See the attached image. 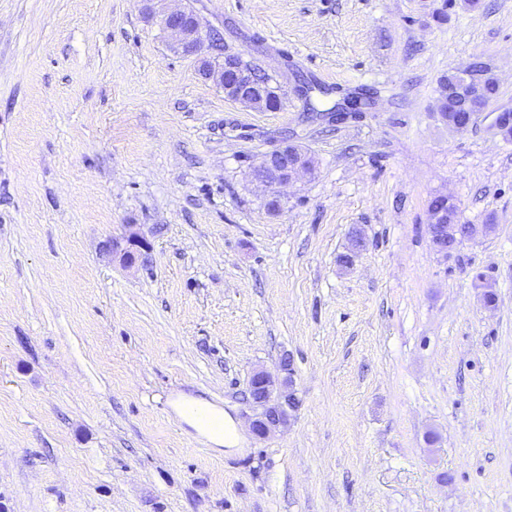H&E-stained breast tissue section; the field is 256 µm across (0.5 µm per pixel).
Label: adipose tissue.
Returning a JSON list of instances; mask_svg holds the SVG:
<instances>
[{
	"mask_svg": "<svg viewBox=\"0 0 512 512\" xmlns=\"http://www.w3.org/2000/svg\"><path fill=\"white\" fill-rule=\"evenodd\" d=\"M174 408L180 421L216 451L225 453L240 448L244 433L242 422L218 405L203 397L183 394L175 401Z\"/></svg>",
	"mask_w": 512,
	"mask_h": 512,
	"instance_id": "ef3b65f1",
	"label": "adipose tissue"
}]
</instances>
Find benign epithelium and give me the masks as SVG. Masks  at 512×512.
<instances>
[{
	"label": "benign epithelium",
	"mask_w": 512,
	"mask_h": 512,
	"mask_svg": "<svg viewBox=\"0 0 512 512\" xmlns=\"http://www.w3.org/2000/svg\"><path fill=\"white\" fill-rule=\"evenodd\" d=\"M162 27L175 34L176 47L187 55H195L203 50L206 38L198 18L188 10L166 12L160 15ZM202 72L214 78L224 89V95L235 102L273 111L279 107V90L268 91L253 81L251 73L239 57L227 55L223 62L212 64L203 62ZM448 80L442 83L436 103L439 118L456 133L470 129L477 116L489 105L484 97V87L498 85V79L491 64L472 62L463 70H450ZM312 170L311 160L297 147L284 145L269 154L264 163L255 170L257 180L272 188L288 182L299 171ZM428 231L434 250L443 257L448 256V242L458 241L456 229L461 223L460 207L450 196L439 195L429 203ZM366 239L353 233L340 263L349 268L366 251ZM151 243L147 236L134 225H127V231L120 237L112 238V255L120 257L126 266L134 265L142 255L148 253ZM252 381L257 390L253 404L260 413L252 422L253 432L260 438L273 435L280 425L288 421V412L299 406V401L291 389V381L279 384L265 371L253 374Z\"/></svg>",
	"instance_id": "7a95c632"
}]
</instances>
